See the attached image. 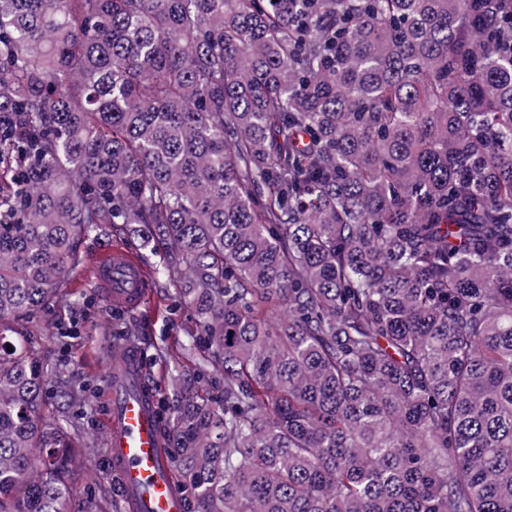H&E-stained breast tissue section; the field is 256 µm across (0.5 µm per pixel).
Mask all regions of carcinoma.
<instances>
[{
    "label": "carcinoma",
    "instance_id": "obj_1",
    "mask_svg": "<svg viewBox=\"0 0 512 512\" xmlns=\"http://www.w3.org/2000/svg\"><path fill=\"white\" fill-rule=\"evenodd\" d=\"M2 114L0 512L100 453L33 329L103 237L186 512H512V0H0Z\"/></svg>",
    "mask_w": 512,
    "mask_h": 512
}]
</instances>
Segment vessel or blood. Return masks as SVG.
<instances>
[{"mask_svg": "<svg viewBox=\"0 0 512 512\" xmlns=\"http://www.w3.org/2000/svg\"><path fill=\"white\" fill-rule=\"evenodd\" d=\"M93 277L113 304L135 310L148 294L145 266L128 249L115 245L93 261ZM112 380L111 426L106 452L119 473L130 512H184L172 479V453L160 430L157 394L145 377L144 360L133 343L114 346L108 363Z\"/></svg>", "mask_w": 512, "mask_h": 512, "instance_id": "b4317fda", "label": "vessel or blood"}]
</instances>
